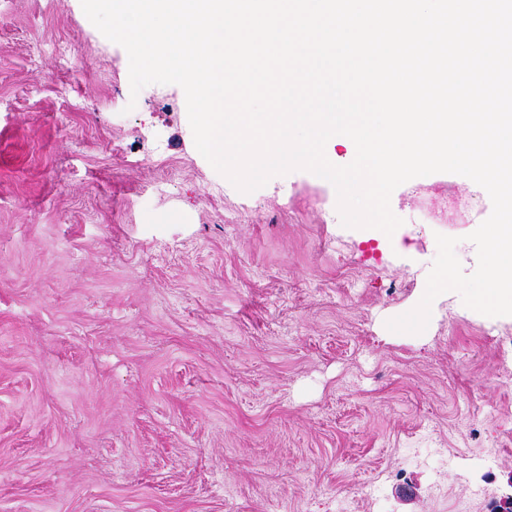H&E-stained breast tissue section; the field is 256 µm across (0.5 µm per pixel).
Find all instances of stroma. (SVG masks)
I'll return each instance as SVG.
<instances>
[{"mask_svg":"<svg viewBox=\"0 0 512 512\" xmlns=\"http://www.w3.org/2000/svg\"><path fill=\"white\" fill-rule=\"evenodd\" d=\"M390 206L411 252L310 172L238 191L81 0H0V512H489L512 321L451 295L421 334L386 322L437 235L475 271L492 203L436 173ZM373 238L387 241L398 251H405L403 243L404 229L399 224H362Z\"/></svg>","mask_w":512,"mask_h":512,"instance_id":"obj_1","label":"stroma"}]
</instances>
